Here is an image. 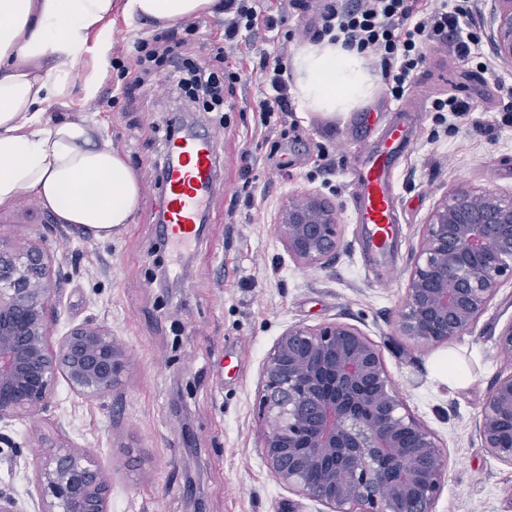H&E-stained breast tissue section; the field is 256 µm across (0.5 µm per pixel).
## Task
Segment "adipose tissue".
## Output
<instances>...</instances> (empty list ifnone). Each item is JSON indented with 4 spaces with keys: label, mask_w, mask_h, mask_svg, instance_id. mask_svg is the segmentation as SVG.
<instances>
[{
    "label": "adipose tissue",
    "mask_w": 512,
    "mask_h": 512,
    "mask_svg": "<svg viewBox=\"0 0 512 512\" xmlns=\"http://www.w3.org/2000/svg\"><path fill=\"white\" fill-rule=\"evenodd\" d=\"M220 0H0V208L33 195L61 224L111 239L131 223L141 181L122 151L80 119L47 121L67 90L65 66L87 51L90 34L111 48L105 22L114 8L161 24L213 13ZM297 94L310 111H351L375 92L357 51L327 41L294 59Z\"/></svg>",
    "instance_id": "ef3b65f1"
}]
</instances>
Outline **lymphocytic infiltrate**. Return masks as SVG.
I'll return each mask as SVG.
<instances>
[{"label": "lymphocytic infiltrate", "mask_w": 512, "mask_h": 512, "mask_svg": "<svg viewBox=\"0 0 512 512\" xmlns=\"http://www.w3.org/2000/svg\"><path fill=\"white\" fill-rule=\"evenodd\" d=\"M476 0H434L422 8L417 0H323L320 22L313 31L316 40H329L357 49L379 63L392 96L407 92L426 60L429 47H443L464 62L470 61L480 37L471 18ZM273 17L261 16L256 0H224V50L238 52L244 34L275 31ZM288 59L287 41H279L273 57H261L263 71L269 72L271 92L259 104L262 115L288 109V83L284 78ZM166 65L176 77V87L187 97L207 98L212 105L224 102L225 84L236 80V73L221 76L208 68L190 65L169 48L140 41L127 66L137 84H145L156 65Z\"/></svg>", "instance_id": "lymphocytic-infiltrate-1"}]
</instances>
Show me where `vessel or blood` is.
I'll return each mask as SVG.
<instances>
[{
    "mask_svg": "<svg viewBox=\"0 0 512 512\" xmlns=\"http://www.w3.org/2000/svg\"><path fill=\"white\" fill-rule=\"evenodd\" d=\"M383 107L370 109V141L360 142L350 161L357 190L356 223L365 227L366 245L374 257H385L398 234L395 168L410 145L407 119L387 121ZM215 135L190 131L166 140L163 172L166 196L160 235L166 241L197 239L200 224L223 193L215 168Z\"/></svg>",
    "mask_w": 512,
    "mask_h": 512,
    "instance_id": "1",
    "label": "vessel or blood"
}]
</instances>
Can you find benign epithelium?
Here are the masks:
<instances>
[{"instance_id": "obj_1", "label": "benign epithelium", "mask_w": 512, "mask_h": 512, "mask_svg": "<svg viewBox=\"0 0 512 512\" xmlns=\"http://www.w3.org/2000/svg\"><path fill=\"white\" fill-rule=\"evenodd\" d=\"M488 37L512 67V0H493ZM288 256L326 263L340 236L336 206L315 191L288 197L276 216ZM52 256L40 244L0 243V425L48 413L59 379L101 400L129 372L112 328L87 318L49 345L58 311ZM512 281V193L453 188L422 225L412 260L400 335L437 344L472 329L506 281ZM260 405L272 426L263 460L288 490L324 512H432L448 460L436 434L408 409L382 351L359 328L332 321L293 325L266 356ZM512 417V371L495 378L477 424L480 447L512 466L502 421ZM34 512H111V472L67 444L36 458Z\"/></svg>"}]
</instances>
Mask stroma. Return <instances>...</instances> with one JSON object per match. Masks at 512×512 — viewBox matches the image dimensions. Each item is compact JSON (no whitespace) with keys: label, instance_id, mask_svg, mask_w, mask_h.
<instances>
[{"label":"stroma","instance_id":"obj_1","mask_svg":"<svg viewBox=\"0 0 512 512\" xmlns=\"http://www.w3.org/2000/svg\"><path fill=\"white\" fill-rule=\"evenodd\" d=\"M280 19L299 52L313 39L290 0H260ZM184 44L171 45L164 25L115 12L106 21L108 55L90 35L88 51L72 71L68 91L47 120L86 118L104 141L126 154L141 180L162 164V131L174 111L188 109L190 126L218 132V170L228 191L217 201L205 230L184 253L158 236L163 187L141 193L131 224L112 239L56 223L29 194L0 208V240L21 247L40 241L63 281L57 332L87 318L111 327L130 360L124 382L108 397L87 401L59 382L55 410L14 421L7 433L21 445V463L0 454V488L28 501L29 461L42 446L69 442L96 455L112 474V512H322L321 505L288 492L265 466L260 408L264 360L292 325L342 321L358 327L381 348L390 377L409 410L438 437L448 455V481L433 512H512V467L480 446L476 425L498 373L512 371L497 336L512 321V283H504L475 326L438 345H423L397 330L412 255L433 207L449 188L512 192V112L504 111L494 75L512 78V67L494 73L461 63L433 48L403 99L452 95L466 112L416 113L414 139L398 164L396 192L402 224L388 260L363 249L364 228L353 221L347 174V130L358 111L333 117L302 107L291 96L289 114L259 124L257 107L269 91L260 69L275 43L253 38L250 48L218 55L224 17L202 16ZM171 45L173 53L215 72H239L224 91L220 110L186 105L165 67L152 81L130 87L124 67L141 40ZM451 67V84L430 83L432 72ZM96 93L87 96V81ZM316 190L338 207L340 242L322 265L304 267L284 249L275 217L289 195ZM257 204L248 207V196ZM455 353L467 382L436 380L434 363Z\"/></svg>","mask_w":512,"mask_h":512}]
</instances>
